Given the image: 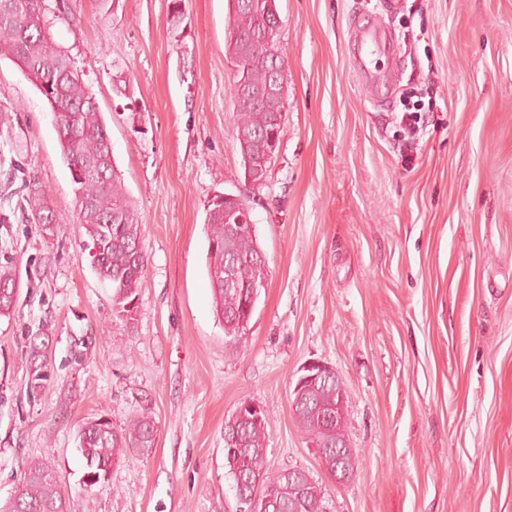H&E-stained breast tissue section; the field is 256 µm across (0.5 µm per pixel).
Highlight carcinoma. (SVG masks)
I'll list each match as a JSON object with an SVG mask.
<instances>
[{"label": "carcinoma", "mask_w": 512, "mask_h": 512, "mask_svg": "<svg viewBox=\"0 0 512 512\" xmlns=\"http://www.w3.org/2000/svg\"><path fill=\"white\" fill-rule=\"evenodd\" d=\"M251 6L231 10L227 28V54L233 64L231 94L237 96L238 82L247 80L263 86L270 77L269 63L279 46L259 38L264 17H276V0H250ZM61 14L48 0H0V60L25 64L40 80L39 91L49 105L56 106L55 127L62 130L60 140L63 158L71 174L75 190L85 199V209L76 216L83 229L85 242L100 248L95 266L100 277L112 288V310L127 326L137 320L139 296L145 288L147 257L141 245L140 224L117 172L111 140L99 105L71 57L54 40L51 28ZM274 106L238 105L236 130L250 133L245 146L239 147L241 157L257 164L269 154L271 144L266 132L274 128ZM27 203V220L42 226L48 235L55 232L57 215L48 196L34 175L23 179ZM238 208L234 200L212 202L206 209L208 239V277L217 317L224 324V333L237 336L242 328L234 322L240 311L244 290L267 280L269 267L253 263L260 249L256 236L238 230L232 214ZM236 258V287H224L228 257ZM45 346L30 345V389L35 391L46 381L43 373ZM295 417L305 434L321 448L338 452L339 471L352 473L357 454L350 448L343 433H336V383L317 381L307 386L304 401ZM156 423L148 413L134 417L118 431L111 424L93 421L81 432L78 451L85 466V486L92 488L104 481L114 464L130 448L153 446ZM267 422L244 421L224 431V457L232 477L245 473L260 480L257 500L262 509L264 498L272 495L281 508L277 512H324L322 487L307 472H301L299 486L303 493L297 502L294 486L288 483L285 471H270L267 460ZM36 506L40 512H63L62 494L50 470L40 460L26 464L25 478L14 491L5 512L14 506Z\"/></svg>", "instance_id": "1"}]
</instances>
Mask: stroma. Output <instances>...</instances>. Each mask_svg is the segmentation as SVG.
<instances>
[{"label":"stroma","instance_id":"35a3bbf8","mask_svg":"<svg viewBox=\"0 0 512 512\" xmlns=\"http://www.w3.org/2000/svg\"><path fill=\"white\" fill-rule=\"evenodd\" d=\"M287 95L252 220L270 273L234 338L214 312L205 206L248 195L225 51L229 0H69L54 38L95 95L147 256L138 321L81 251L47 101L0 61V161L34 173L59 226L0 195V507L42 459L66 512H236L224 423L246 399L272 469L308 472L324 512H512V0H276ZM394 57L358 69L354 26ZM417 109V157L398 123ZM49 336L29 389L28 343ZM312 361L346 392L358 454L326 473L290 392ZM148 412L158 432L84 489L79 432ZM357 40L367 49L369 55L390 49V39L385 30L374 24H364L357 32Z\"/></svg>","mask_w":512,"mask_h":512}]
</instances>
